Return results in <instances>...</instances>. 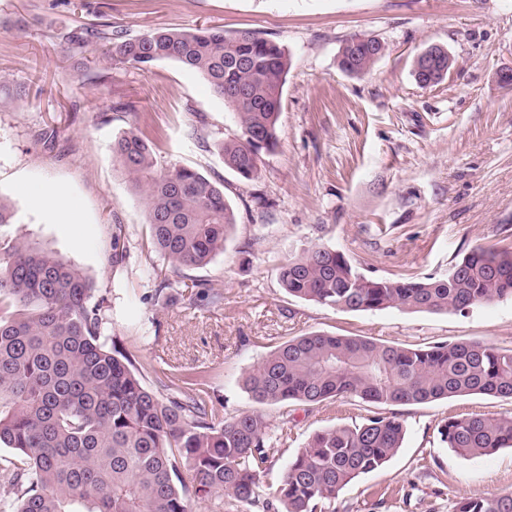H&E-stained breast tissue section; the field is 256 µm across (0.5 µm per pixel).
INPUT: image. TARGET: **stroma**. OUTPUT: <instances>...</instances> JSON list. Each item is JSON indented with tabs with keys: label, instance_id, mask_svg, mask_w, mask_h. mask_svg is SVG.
Returning <instances> with one entry per match:
<instances>
[{
	"label": "stroma",
	"instance_id": "1",
	"mask_svg": "<svg viewBox=\"0 0 512 512\" xmlns=\"http://www.w3.org/2000/svg\"><path fill=\"white\" fill-rule=\"evenodd\" d=\"M111 24L125 37L163 28L249 30L290 58L279 146L258 179L226 168L218 151L239 134L234 112L204 78L173 60L146 70L100 50L73 53L69 32ZM383 42L364 75L342 72L353 35ZM455 59L450 76L420 87L415 57L427 46ZM512 0H0V196L16 221L0 235L58 253L93 283L104 334L131 352L145 385L202 371L224 416L253 409L245 371L291 337L321 331L388 345L483 341L512 348V298L448 314L387 308L346 312L289 296L279 266L308 247L343 252L366 276L444 277L473 248L512 251ZM56 130L45 143V128ZM155 144L156 173L191 166L224 184L237 223L206 266L170 272L180 296L157 301L142 249L146 211L112 153L122 130ZM56 189L79 208L65 223L23 188ZM126 257L112 261V245ZM219 301H201L198 286ZM403 422L399 452L338 494L336 512H450L459 497L512 490V449L475 459L438 442L451 418L512 413L489 396L381 408L354 397L290 412L267 406L272 460L283 472L308 436L374 412Z\"/></svg>",
	"mask_w": 512,
	"mask_h": 512
}]
</instances>
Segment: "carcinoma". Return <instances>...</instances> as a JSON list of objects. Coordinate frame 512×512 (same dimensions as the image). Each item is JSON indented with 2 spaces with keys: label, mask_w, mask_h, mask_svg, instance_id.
<instances>
[{
  "label": "carcinoma",
  "mask_w": 512,
  "mask_h": 512,
  "mask_svg": "<svg viewBox=\"0 0 512 512\" xmlns=\"http://www.w3.org/2000/svg\"><path fill=\"white\" fill-rule=\"evenodd\" d=\"M98 37L71 32L73 52ZM112 60L145 70L174 60L199 73L237 116L241 134L219 150L224 166L258 178L262 154L278 145V120L290 59L278 43L243 30L165 28L110 38ZM380 41L356 35L338 54L351 75L370 71ZM454 59L425 48L413 74L434 86ZM154 142L125 131L112 151L142 193L147 247L175 268L208 264L224 251L236 224L224 185L190 167L154 174ZM285 291L343 311L401 308L462 312L512 297V251L476 248L437 277L368 278L340 251L314 245L279 266ZM93 283L56 253L0 237V444L13 449L0 512H188L191 496L212 497L214 512H323L355 478L381 469L402 447L395 417L314 433L287 469L268 484L280 439L268 436L259 407L320 404L356 397L374 405H413L489 395L512 399V348L479 341L426 347L386 345L364 337L309 333L272 350L246 371L243 385L258 408L230 418L199 386L186 394L159 379L162 395L143 383L130 355L102 335ZM439 441L464 458L512 448V415L450 418ZM454 512H512V492L462 498Z\"/></svg>",
  "instance_id": "1"
}]
</instances>
